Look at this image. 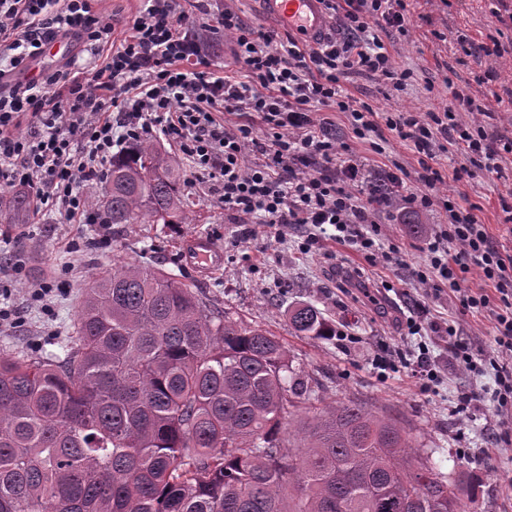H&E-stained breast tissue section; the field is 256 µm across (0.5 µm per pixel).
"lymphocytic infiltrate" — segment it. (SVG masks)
<instances>
[{
  "mask_svg": "<svg viewBox=\"0 0 512 512\" xmlns=\"http://www.w3.org/2000/svg\"><path fill=\"white\" fill-rule=\"evenodd\" d=\"M333 24L316 45L250 26L214 0H141L121 40L117 24L92 0H0V75L39 54L62 35L97 54L109 46L103 68L47 70L41 81L19 82L0 92V199L26 189L37 208H54L67 222L104 224L103 214L79 190L106 180L114 152L161 136L176 143L191 182L206 183L226 212L241 224H266L277 235L288 227L333 226L335 239L364 253L368 262L389 260L380 222L394 201L413 213H439L426 241L428 263L413 270L429 290L461 292L465 308L490 310L503 352L512 351V250L487 232L473 207L436 193L441 175L431 166L441 155L461 157V176L501 175L494 135L472 120L478 106L462 91L423 112H376L350 107L340 82L367 76L403 90L411 76L381 39L391 29L413 27L406 0H323ZM233 43L234 74L213 70L205 38L212 24ZM328 107L346 113L353 136L392 134L425 156L420 190L402 167L384 182L366 180L352 151L337 153L331 123L317 115ZM256 114L257 123L227 125V116ZM478 276L483 289L467 288Z\"/></svg>",
  "mask_w": 512,
  "mask_h": 512,
  "instance_id": "lymphocytic-infiltrate-1",
  "label": "lymphocytic infiltrate"
}]
</instances>
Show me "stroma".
Wrapping results in <instances>:
<instances>
[{"instance_id":"stroma-1","label":"stroma","mask_w":512,"mask_h":512,"mask_svg":"<svg viewBox=\"0 0 512 512\" xmlns=\"http://www.w3.org/2000/svg\"><path fill=\"white\" fill-rule=\"evenodd\" d=\"M415 23L412 42L397 33L382 39L402 68L413 78L402 91L389 90L366 76H352L343 87L354 100L378 112L419 111L448 101L450 87L466 89L481 104L482 123L503 142L512 141V58L498 62L475 58L463 51L460 37L475 44L497 38L512 42V0H406ZM504 23L492 24V12ZM499 78L484 82L489 67ZM322 114L336 126L337 141L348 142L359 156L366 176H380L385 167L398 163L418 171V156L398 139H390L384 154L352 138L344 114L323 108ZM460 157L441 158L438 168L446 179L440 194L463 196L476 204V215L488 233L512 247V226L506 222L501 198L512 190V154L502 156L504 178L463 179L449 175L460 166ZM191 207L199 216L195 224H115L111 246L100 243L97 224H66L57 212H28L25 223L16 224L0 215V240L18 242L23 273L12 283V301L20 311L15 327L0 331V356L22 351L64 355L74 340L73 323L94 279L120 262L145 268H162L194 286L206 300L218 303L229 317L266 329L284 344L293 364L301 366L319 386L317 395L300 398L292 415L319 411L338 400L361 399L387 412L410 430L417 443L430 449L433 462L451 473L459 487V499L472 512H512V495L501 485L499 474L512 475V430L498 424L499 406L493 396L470 414L456 412L458 396L470 389L493 386L492 371L472 377L457 367L444 343L430 349L441 379L431 386L415 384L406 368L395 363L396 354H411L417 337L403 326L408 312L422 310L431 321L451 320L488 356L499 355L495 328L488 315L465 309L458 293L444 290L427 295L410 276L413 267L426 261L424 242L432 230L425 215L385 217L386 244L401 246L399 261L377 266L333 241L324 240L311 253L299 247L308 235L306 225L289 227L285 236L263 224L243 226L225 213L208 186H187ZM211 237L224 253V268L216 275L199 277L181 253L189 236ZM45 282L62 285L54 312L44 316L31 302L27 289ZM298 301L314 305L334 328L346 334L336 337L301 336L288 327L286 311ZM393 359L381 369L375 357ZM497 447L493 461L487 448Z\"/></svg>"}]
</instances>
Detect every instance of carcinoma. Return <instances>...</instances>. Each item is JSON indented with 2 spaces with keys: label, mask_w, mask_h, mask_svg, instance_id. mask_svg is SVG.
<instances>
[{
  "label": "carcinoma",
  "mask_w": 512,
  "mask_h": 512,
  "mask_svg": "<svg viewBox=\"0 0 512 512\" xmlns=\"http://www.w3.org/2000/svg\"><path fill=\"white\" fill-rule=\"evenodd\" d=\"M110 224H192L179 164L152 141L112 157ZM29 199L1 211L24 219ZM288 324L336 332L298 303ZM64 359L0 358V512H462L456 483L397 419L353 400L284 422L314 392L269 332L176 275L98 277Z\"/></svg>",
  "instance_id": "1"
}]
</instances>
